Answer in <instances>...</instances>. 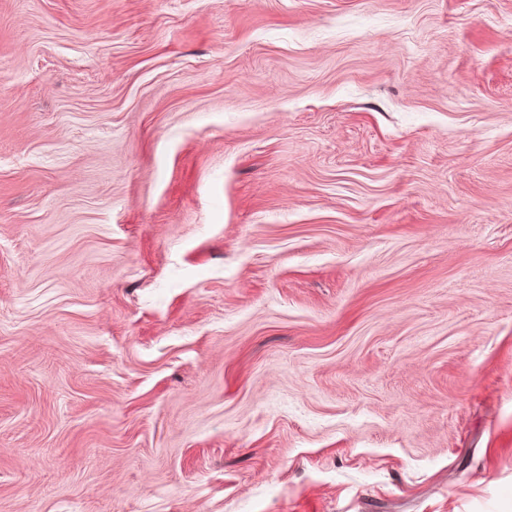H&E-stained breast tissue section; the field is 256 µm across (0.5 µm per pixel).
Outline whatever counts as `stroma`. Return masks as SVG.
<instances>
[{
    "label": "stroma",
    "mask_w": 512,
    "mask_h": 512,
    "mask_svg": "<svg viewBox=\"0 0 512 512\" xmlns=\"http://www.w3.org/2000/svg\"><path fill=\"white\" fill-rule=\"evenodd\" d=\"M0 512H512V0H0Z\"/></svg>",
    "instance_id": "1"
}]
</instances>
